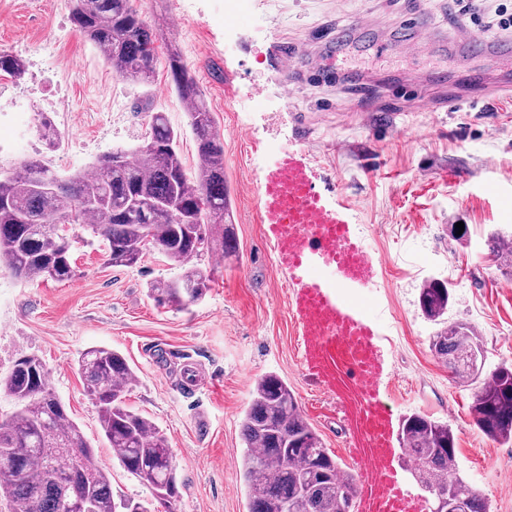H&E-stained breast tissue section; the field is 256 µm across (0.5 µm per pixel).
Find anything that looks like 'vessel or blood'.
<instances>
[{"label":"vessel or blood","mask_w":512,"mask_h":512,"mask_svg":"<svg viewBox=\"0 0 512 512\" xmlns=\"http://www.w3.org/2000/svg\"><path fill=\"white\" fill-rule=\"evenodd\" d=\"M346 237L340 224L332 233L310 237L299 228L278 240L277 270L307 274L294 287L292 302L301 328V365L336 403L356 472L357 512H429L427 501L411 492L396 465L401 450L383 387L390 374L380 355V338L356 305L309 272L312 257H329L336 280L348 277L353 268L347 257L353 249Z\"/></svg>","instance_id":"1"}]
</instances>
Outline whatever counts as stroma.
I'll return each instance as SVG.
<instances>
[{
	"label": "stroma",
	"instance_id": "1",
	"mask_svg": "<svg viewBox=\"0 0 512 512\" xmlns=\"http://www.w3.org/2000/svg\"><path fill=\"white\" fill-rule=\"evenodd\" d=\"M138 6L149 21L171 20L148 88L113 74L71 25L68 0H0V49L27 66L22 80L0 76V169L37 157L64 177L90 171L99 155L144 140L152 108L185 131L186 110L167 74L168 49L178 46L224 144L238 253H204L200 265L212 270L213 284L202 301L176 311L157 306L148 289L177 278L178 267L152 252L136 266H112L104 245L73 226L72 280L21 281L0 268V374L23 355L43 360L119 498L146 500L150 492L113 457L84 392L76 361L92 346L116 349L132 366L127 404L168 439L177 512H248L236 467L240 422L256 378L269 372L288 383L324 447L346 464L336 403L301 369L291 276L271 272L261 185L266 162L286 148L327 208L365 227L374 263L370 287L358 294L381 335L397 419L422 413L451 424L461 474L491 512H512V442L475 426L474 387L435 356L437 326L419 303L426 280H444L448 319L479 329L485 370L512 365V267L487 257L493 233L512 235V94L471 98L484 64L465 60L452 43L469 20L454 0H255L230 29L224 0ZM357 19L399 36L426 24L434 54H337V32ZM43 115L58 132L52 150L36 130ZM180 148L194 167L192 134L185 131ZM190 372L200 385L188 398Z\"/></svg>",
	"mask_w": 512,
	"mask_h": 512
}]
</instances>
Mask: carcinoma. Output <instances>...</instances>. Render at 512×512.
<instances>
[{"label":"carcinoma","mask_w":512,"mask_h":512,"mask_svg":"<svg viewBox=\"0 0 512 512\" xmlns=\"http://www.w3.org/2000/svg\"><path fill=\"white\" fill-rule=\"evenodd\" d=\"M70 21L112 72L145 86L154 81L156 26L135 0H69ZM171 88L187 107L198 163L189 173L181 156L182 133L167 113H150L149 134L134 148L100 156L90 173L61 177L38 158L0 171V264L20 280L67 281L75 274L73 236L79 224L106 245L114 266L131 267L146 251L181 268L175 280L154 284L155 303L186 310L211 288V274L195 263L219 245L236 252L229 224L224 178V145L195 74L182 56L167 58ZM25 61L0 52V73L20 79ZM446 282L426 281L420 307L441 325L432 348L450 373L478 378L469 352L477 336L464 323L448 322ZM35 355L15 360L0 374V391L17 408L0 421V489L8 512H177L179 487L171 453L160 428L125 404L132 367L108 347L85 351L77 361L86 393L98 409L104 438L121 466L151 490L147 501L115 502L109 473L97 464L94 448L44 378L31 369ZM475 425L494 440H512V366L495 367L480 382L471 405ZM239 462L248 512H342L353 500L352 480L340 476L336 458L324 448L288 383L275 373L259 377L244 411ZM401 440L419 461L418 476L435 493L450 491L465 512H491L488 499L457 470L456 436L446 422L414 413L401 424Z\"/></svg>","instance_id":"1"}]
</instances>
